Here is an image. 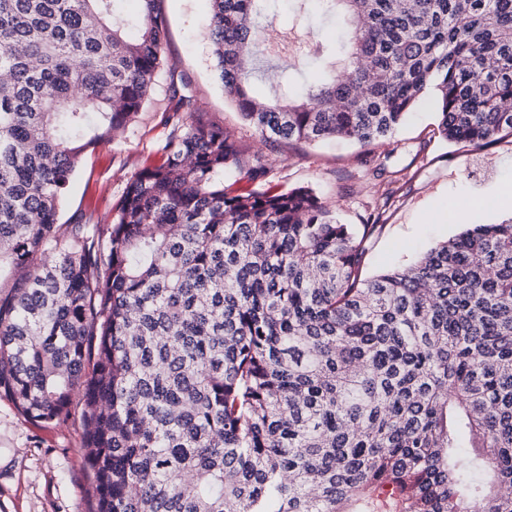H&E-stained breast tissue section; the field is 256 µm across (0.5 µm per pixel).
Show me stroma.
I'll return each instance as SVG.
<instances>
[{
  "mask_svg": "<svg viewBox=\"0 0 512 512\" xmlns=\"http://www.w3.org/2000/svg\"><path fill=\"white\" fill-rule=\"evenodd\" d=\"M165 54L191 81L199 106L239 140L268 170L266 182L288 190H315L342 222L362 224L381 213L370 239L364 273L405 265L465 224L512 216L494 194L512 183V142L472 150L438 138L433 93H426L392 140L361 148L346 141L269 144L239 116L217 78L206 32L209 0H164ZM169 101L157 86L138 122L83 159L59 213V223L81 213H105L119 202L132 175L156 158L167 130ZM482 199L479 213L469 200ZM80 404L69 417L37 423L0 398V512H93V474L82 446Z\"/></svg>",
  "mask_w": 512,
  "mask_h": 512,
  "instance_id": "35a3bbf8",
  "label": "stroma"
}]
</instances>
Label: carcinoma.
I'll use <instances>...</instances> for the list:
<instances>
[{"mask_svg":"<svg viewBox=\"0 0 512 512\" xmlns=\"http://www.w3.org/2000/svg\"><path fill=\"white\" fill-rule=\"evenodd\" d=\"M119 2L0 0V397L51 423L82 393L95 512H512V217L364 276L381 216L254 187L266 167L164 55L163 0ZM210 2L218 79L266 142L372 146L428 91L441 138L512 140V0H321L347 58L307 86L258 55L265 0ZM161 76L159 160L58 223Z\"/></svg>","mask_w":512,"mask_h":512,"instance_id":"carcinoma-1","label":"carcinoma"}]
</instances>
